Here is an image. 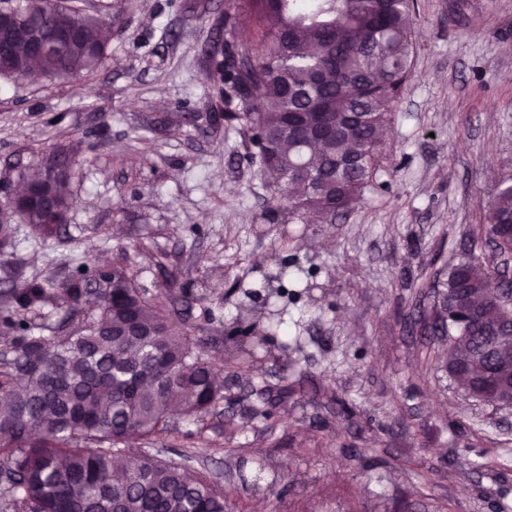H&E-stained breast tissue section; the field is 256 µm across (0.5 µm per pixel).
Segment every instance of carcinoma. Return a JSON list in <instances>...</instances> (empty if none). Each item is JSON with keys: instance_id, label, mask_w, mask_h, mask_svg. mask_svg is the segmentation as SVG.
Wrapping results in <instances>:
<instances>
[{"instance_id": "1", "label": "carcinoma", "mask_w": 512, "mask_h": 512, "mask_svg": "<svg viewBox=\"0 0 512 512\" xmlns=\"http://www.w3.org/2000/svg\"><path fill=\"white\" fill-rule=\"evenodd\" d=\"M50 30L74 32L61 54L30 55L20 33L0 45V78L17 81L32 64L49 79L94 71L106 54L107 22L69 0H38ZM253 30L241 36L248 64H214L215 86L232 107L227 118L248 133L239 161L272 179L267 189L290 218L328 220L373 187L383 159L387 117L412 74L411 0H237ZM14 212L0 210V261L10 255ZM25 222L43 238L60 224L31 209ZM512 177L500 181L480 235L495 232L512 251ZM491 268L471 255L440 271L422 307L423 328L448 344L451 375L490 369L483 331L463 325L448 297L467 289L479 305ZM298 264H276L267 297L286 294ZM68 316L50 321L52 309ZM169 313L126 269L76 268L58 280L0 289V512H224L228 492L207 476L118 445L150 438L176 417L202 418L224 400L204 351L169 329Z\"/></svg>"}]
</instances>
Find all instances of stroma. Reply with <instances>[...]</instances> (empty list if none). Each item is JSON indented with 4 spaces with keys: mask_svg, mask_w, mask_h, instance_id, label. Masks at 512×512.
Listing matches in <instances>:
<instances>
[{
    "mask_svg": "<svg viewBox=\"0 0 512 512\" xmlns=\"http://www.w3.org/2000/svg\"><path fill=\"white\" fill-rule=\"evenodd\" d=\"M417 3L379 185L327 224L275 215L238 161L208 58L247 23L225 21L227 0H81L112 22L95 74L0 80L1 187L51 148L77 156L66 226L45 239L16 222L0 288L118 261L160 296L224 401L128 446L235 488L226 512H512V409L467 397L416 323L437 269L491 257L472 234L512 175V0ZM275 255L297 257L308 288L259 309L247 292ZM245 315L264 339L247 361L224 341ZM283 378L288 402L260 417ZM258 463L274 492L245 485Z\"/></svg>",
    "mask_w": 512,
    "mask_h": 512,
    "instance_id": "obj_1",
    "label": "stroma"
}]
</instances>
